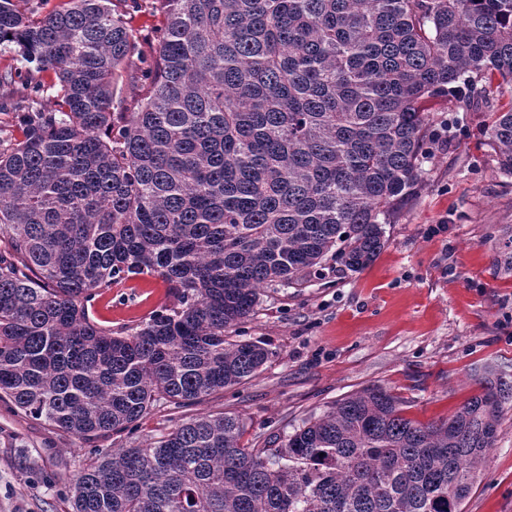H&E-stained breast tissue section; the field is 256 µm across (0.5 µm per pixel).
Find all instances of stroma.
<instances>
[{"instance_id": "stroma-1", "label": "stroma", "mask_w": 512, "mask_h": 512, "mask_svg": "<svg viewBox=\"0 0 512 512\" xmlns=\"http://www.w3.org/2000/svg\"><path fill=\"white\" fill-rule=\"evenodd\" d=\"M511 107L510 87L467 110L454 94L435 103L430 129L449 126L451 142L423 162L421 185L385 225L376 260L357 273L266 288L253 314L229 329L231 340L270 351L254 378L189 406L157 403L93 449L0 400V512H71L73 479L93 452L142 445L201 415L239 416L244 444L276 448L304 419L369 386L429 423L477 393L481 367L512 375V276L497 265L499 240L512 236V175L498 172L481 134L490 113ZM436 224L444 232L431 234ZM173 302L161 279L140 275L98 290L88 312L120 332ZM463 512H512V410Z\"/></svg>"}]
</instances>
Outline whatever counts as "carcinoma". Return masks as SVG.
<instances>
[{
	"label": "carcinoma",
	"mask_w": 512,
	"mask_h": 512,
	"mask_svg": "<svg viewBox=\"0 0 512 512\" xmlns=\"http://www.w3.org/2000/svg\"><path fill=\"white\" fill-rule=\"evenodd\" d=\"M150 5L164 25L146 56L116 0H0L27 89L8 107L23 139L0 137V397L88 445L256 376L268 350L224 331L260 290L369 266L420 185L432 105L460 81L470 104L512 86V0ZM136 61L143 94L115 112ZM484 138L512 174V109ZM133 275L176 303L132 332L99 326L93 290ZM477 381L429 424L366 387L278 448L199 416L89 458L72 512H462L512 409V379Z\"/></svg>",
	"instance_id": "carcinoma-1"
}]
</instances>
